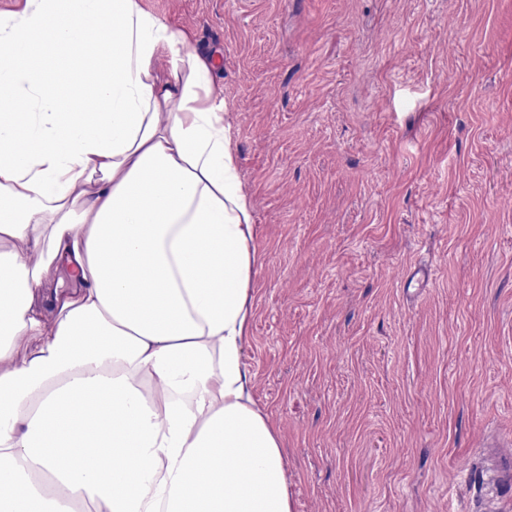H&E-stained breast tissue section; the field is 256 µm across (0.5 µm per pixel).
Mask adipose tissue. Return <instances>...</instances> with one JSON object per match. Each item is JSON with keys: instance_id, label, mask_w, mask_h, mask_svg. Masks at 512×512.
<instances>
[{"instance_id": "ef3b65f1", "label": "adipose tissue", "mask_w": 512, "mask_h": 512, "mask_svg": "<svg viewBox=\"0 0 512 512\" xmlns=\"http://www.w3.org/2000/svg\"><path fill=\"white\" fill-rule=\"evenodd\" d=\"M214 68L139 0L0 11V512H293Z\"/></svg>"}]
</instances>
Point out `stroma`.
Instances as JSON below:
<instances>
[{
	"instance_id": "1",
	"label": "stroma",
	"mask_w": 512,
	"mask_h": 512,
	"mask_svg": "<svg viewBox=\"0 0 512 512\" xmlns=\"http://www.w3.org/2000/svg\"><path fill=\"white\" fill-rule=\"evenodd\" d=\"M140 2L217 60L293 512H484L512 439V0Z\"/></svg>"
}]
</instances>
